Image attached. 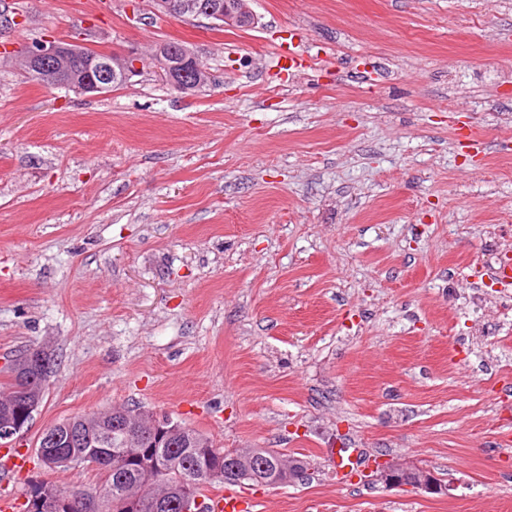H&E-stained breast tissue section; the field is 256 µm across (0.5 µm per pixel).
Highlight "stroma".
<instances>
[{
    "mask_svg": "<svg viewBox=\"0 0 512 512\" xmlns=\"http://www.w3.org/2000/svg\"><path fill=\"white\" fill-rule=\"evenodd\" d=\"M25 31L144 62L85 97L0 54V367L53 361L22 449L113 406L308 477L253 512H512V0H253L254 27L151 0H7ZM185 42L214 81L174 91ZM292 39L305 68H281ZM430 470L337 480L327 449ZM177 41L155 45L152 55L160 78L180 93H191L211 83V74L198 56Z\"/></svg>",
    "mask_w": 512,
    "mask_h": 512,
    "instance_id": "stroma-1",
    "label": "stroma"
}]
</instances>
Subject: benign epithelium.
Returning a JSON list of instances; mask_svg holds the SVG:
<instances>
[{"label":"benign epithelium","instance_id":"obj_1","mask_svg":"<svg viewBox=\"0 0 512 512\" xmlns=\"http://www.w3.org/2000/svg\"><path fill=\"white\" fill-rule=\"evenodd\" d=\"M157 8L168 16L188 17L204 15L214 26L235 27L248 18L254 17L249 0H239L235 4L214 0L210 4L199 0H155ZM15 58L23 66L28 78L50 83L52 87H64L79 94H102L112 89V81L128 82L135 75L142 63L136 54L112 56L98 55L85 45L68 39L45 35L35 41L21 44ZM160 78L180 93H191L211 83V74L198 56L190 52L184 45L169 41L155 45L152 55ZM33 375L28 377L32 382L47 378L48 357L46 353L34 348L20 358L14 360L10 367L15 375L27 370ZM144 415L133 412L122 424L125 439L132 441L141 435ZM177 429V424L158 417L150 422L149 436L167 435ZM27 431L24 418L17 416L5 417L0 413V434L9 439H19ZM105 425L98 420H91L78 429L67 428L64 432L53 426L44 429V444L38 449L40 455L54 454L96 432L105 433ZM397 464L387 460L374 461L370 478L374 481L386 482ZM104 494L102 490L80 488L57 501L51 503L46 499L39 485L31 482L25 490L24 501L28 512H100Z\"/></svg>","mask_w":512,"mask_h":512}]
</instances>
